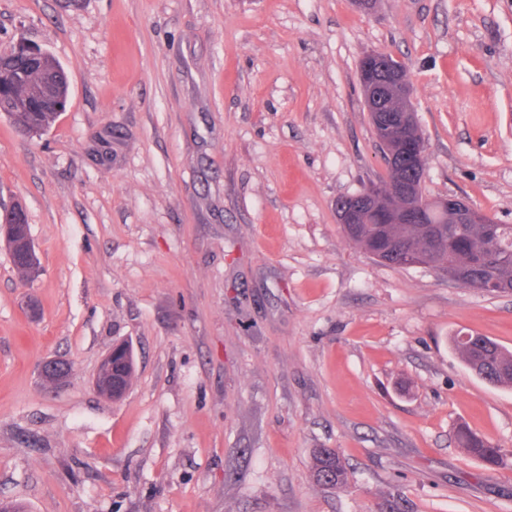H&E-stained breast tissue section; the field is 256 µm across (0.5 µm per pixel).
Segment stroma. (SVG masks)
Segmentation results:
<instances>
[{
	"label": "stroma",
	"mask_w": 512,
	"mask_h": 512,
	"mask_svg": "<svg viewBox=\"0 0 512 512\" xmlns=\"http://www.w3.org/2000/svg\"><path fill=\"white\" fill-rule=\"evenodd\" d=\"M21 38L70 96L39 137L0 114V205L23 202L41 262L23 283L0 241V499L512 512V388L449 343L512 350V294L378 261L336 218L388 177L358 81L380 51L412 86L424 196L512 224V0H0V49ZM119 341L113 400L93 379ZM316 448L347 485L315 483ZM134 370L130 346L126 343L115 344L101 362L95 387L97 390L104 389L112 399H119L125 395ZM459 443L462 448L481 460L489 469L499 467L503 461L501 448L475 432L461 430ZM310 468L314 481L322 486L338 488L348 483L349 469L334 448L314 449Z\"/></svg>",
	"instance_id": "obj_1"
}]
</instances>
